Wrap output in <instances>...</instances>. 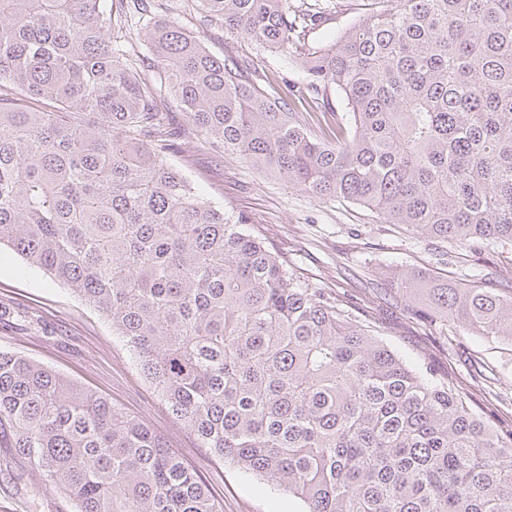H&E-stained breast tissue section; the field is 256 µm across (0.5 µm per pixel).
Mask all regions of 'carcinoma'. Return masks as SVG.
Instances as JSON below:
<instances>
[{"mask_svg":"<svg viewBox=\"0 0 512 512\" xmlns=\"http://www.w3.org/2000/svg\"><path fill=\"white\" fill-rule=\"evenodd\" d=\"M195 2L205 26L297 49L300 84L285 98L156 22L162 0H0V247L106 316L199 447L302 512H512V423L477 414L455 373L410 365L169 161L199 136L420 238L512 243V0H374L314 41L333 0ZM122 21L149 54L112 41ZM389 285L444 339L512 343L511 295L412 270ZM0 447L76 512H223L147 423L3 351Z\"/></svg>","mask_w":512,"mask_h":512,"instance_id":"carcinoma-1","label":"carcinoma"}]
</instances>
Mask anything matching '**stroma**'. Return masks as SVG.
Masks as SVG:
<instances>
[{
	"instance_id": "1",
	"label": "stroma",
	"mask_w": 512,
	"mask_h": 512,
	"mask_svg": "<svg viewBox=\"0 0 512 512\" xmlns=\"http://www.w3.org/2000/svg\"><path fill=\"white\" fill-rule=\"evenodd\" d=\"M163 13L195 32L216 56L252 60L279 91L302 78L293 55L263 53L249 41L225 34L223 28L200 26L192 0H165ZM170 160L207 198L265 234L302 280L345 293L355 305L369 306L382 338L407 362L453 368L475 392L484 419H512V344L465 334L448 345L403 307L373 298L386 272L404 268L504 287L512 279L511 245L491 251L441 247L380 223L358 205L311 198L275 174L254 169L238 156L215 153L192 137L179 141ZM1 305L8 314L0 323V350L52 368L153 427L169 448L197 468L224 512H301L299 500L287 492L198 447L195 438L170 418L111 323L6 247L0 248ZM0 512H74V506L35 469L13 462L9 449L0 447Z\"/></svg>"
}]
</instances>
